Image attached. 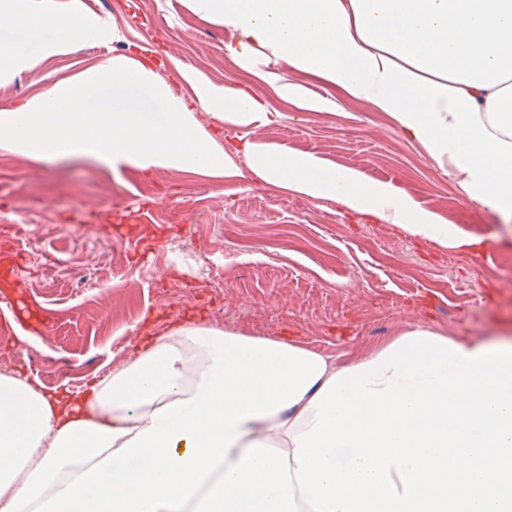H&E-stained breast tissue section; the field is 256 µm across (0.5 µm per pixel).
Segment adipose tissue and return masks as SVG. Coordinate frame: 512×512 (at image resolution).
Masks as SVG:
<instances>
[{"label": "adipose tissue", "mask_w": 512, "mask_h": 512, "mask_svg": "<svg viewBox=\"0 0 512 512\" xmlns=\"http://www.w3.org/2000/svg\"><path fill=\"white\" fill-rule=\"evenodd\" d=\"M289 70L387 114L423 146L459 194L512 222V0H202ZM0 20L69 46L102 25L36 0H0ZM265 182L396 225L444 247L483 241L310 154L250 151ZM349 361L291 338L183 322L77 391L0 374V512H310L293 438L313 426L312 398Z\"/></svg>", "instance_id": "adipose-tissue-1"}]
</instances>
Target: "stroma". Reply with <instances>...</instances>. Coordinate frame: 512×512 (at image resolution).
<instances>
[{"mask_svg": "<svg viewBox=\"0 0 512 512\" xmlns=\"http://www.w3.org/2000/svg\"><path fill=\"white\" fill-rule=\"evenodd\" d=\"M94 7L108 35L60 52L45 48L54 33L19 45L17 28L0 26V49L18 46L37 60L0 76V113L124 57L148 62L170 97L189 105L207 84L245 89L268 120L243 141L239 128L196 112L233 158L219 179L0 149V225L14 227L0 253H20L19 274L50 325L32 341L0 345L14 370L47 389L73 390L186 317L251 336H289L327 354L358 353L413 321L475 339L512 329V231L462 198L384 113L269 59L268 70L334 106L309 112L288 102L239 65L234 31L199 0H94ZM248 141L402 187L486 245L445 248L335 201L284 192L251 174Z\"/></svg>", "mask_w": 512, "mask_h": 512, "instance_id": "obj_1", "label": "stroma"}]
</instances>
